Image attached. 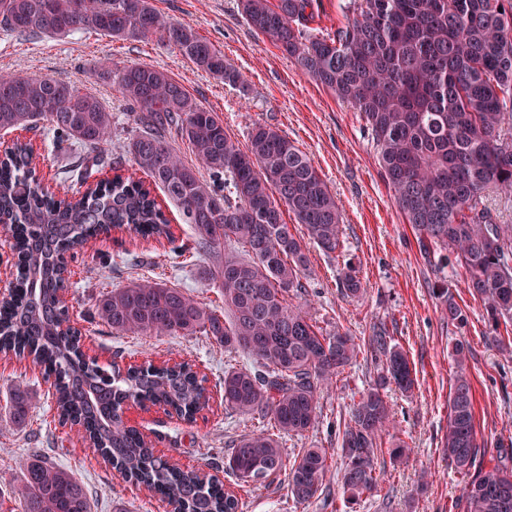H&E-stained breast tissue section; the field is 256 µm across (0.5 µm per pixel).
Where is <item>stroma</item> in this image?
<instances>
[{"instance_id":"stroma-1","label":"stroma","mask_w":512,"mask_h":512,"mask_svg":"<svg viewBox=\"0 0 512 512\" xmlns=\"http://www.w3.org/2000/svg\"><path fill=\"white\" fill-rule=\"evenodd\" d=\"M163 16L188 23L224 55L246 79L245 87L225 84L196 69L177 50L158 42L113 40L79 31L63 38L0 33V71L46 75L70 82L106 102L112 111V158L119 169L100 168L97 179L130 175L135 166L128 152V134L137 113L112 95L108 70L145 64L168 72L192 98L219 113L227 134L247 147L254 125H267L288 136L305 152L327 182L341 208L343 246L334 253L309 246L307 280L315 294L308 309L324 332L342 329L363 339L374 328H385L393 343L407 353L417 382L411 396L397 389L386 395L400 421V436L412 454L392 464L383 437L377 465L386 481L377 492L349 503L337 480L344 465L336 425L348 417L360 392L377 377L379 363L370 353L325 390L317 425L301 436L282 437L286 462L306 448L325 449L332 459L324 491L309 504L289 496L284 476L253 485L238 479L225 462L234 443L252 431L255 420L224 408V370L244 367L242 352L227 350L202 336H131L113 332L96 314L100 295L115 286L158 282L183 289L198 300L220 308L224 298L212 273V254L176 255L174 245L187 243L191 228L165 195H158L170 220L172 239L144 238L130 232L103 234L70 261L68 284L71 319L81 333L86 353L106 368L124 369L145 359H170L197 366L206 378L208 407L185 421L159 406L129 407L124 421L150 440L172 464L196 466L221 474L227 491L238 501V512H464L467 476L448 459L442 437L448 422L451 378L455 371L452 346L468 345L467 367L472 385L478 444L487 456L512 450V350H500L495 339L512 336V323L495 325L486 318L484 303L466 288L459 270L437 273L421 254L415 234L406 224L380 175L371 137L360 114L302 73L265 37L249 29L237 0H150ZM32 141L46 183L73 169L80 146H55L45 141L41 127L0 135ZM352 264L365 288L356 299L344 297L338 273ZM454 297L466 312L463 326L449 323L444 310ZM23 386L33 404L25 422L15 424L10 409L15 386ZM50 381L43 367L15 355L0 356V512H18L20 465L37 451L81 480L93 512H167L159 495L102 467L69 426L54 417Z\"/></svg>"}]
</instances>
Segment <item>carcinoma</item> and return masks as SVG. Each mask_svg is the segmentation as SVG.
<instances>
[{"mask_svg": "<svg viewBox=\"0 0 512 512\" xmlns=\"http://www.w3.org/2000/svg\"><path fill=\"white\" fill-rule=\"evenodd\" d=\"M238 7L253 32L361 113L382 179L419 250L438 256L436 271L453 255L488 321H512V225L498 223L484 202L492 189L512 191V0H350L352 18L326 34L310 27L320 17V0H238ZM80 30L123 41L155 38L197 69L245 84L222 52L149 0H0L3 33L61 38ZM112 89L141 114L128 143L134 163L192 229L191 243L178 246L180 252H224L217 271L224 314L179 288L144 282L100 296L97 316L133 336L200 333L243 350L252 363L224 370V408L269 419L278 435L261 428L242 437L228 469L261 484L286 468L288 493L309 503L331 467L327 453L307 448L288 467L281 436L314 427L320 394L356 363L362 347L346 332L323 333L302 307L288 303L293 289L306 298L310 293L303 283L305 246L283 221L282 208L330 254L342 244L336 196L287 136L258 124L248 150H241L224 120L163 70L128 65L113 73ZM39 120L53 144L76 143L84 154L77 171L59 177L61 195L46 192L31 169L32 143H16L0 159V224L9 226L18 256L15 294L0 300V352L27 355L48 368L59 418H78L85 427L78 434H88L127 478L161 495L171 512H238V501L222 486L156 454L122 418L129 403L163 405L182 417L203 409L208 399L196 373L150 362L110 371L86 361L78 342L64 334L58 291L66 253L111 228L144 237L171 233L144 180L117 175L88 182L112 145V112L100 98L64 80L0 72V130ZM172 132L188 143L201 168L185 164L169 145ZM339 283L348 297L361 293L350 266ZM367 348L381 360L380 372L338 431L345 458L341 486L355 502L383 481L375 463L378 440L398 427L384 389L393 384L409 393L415 385L406 352L389 345L385 332H373ZM453 353L444 447L459 472L473 473L464 512H512V454L472 471L482 448L466 345L456 343ZM31 409L26 393L16 389L15 422ZM22 470L21 512H92L84 484L67 470L38 453Z\"/></svg>", "mask_w": 512, "mask_h": 512, "instance_id": "1", "label": "carcinoma"}]
</instances>
